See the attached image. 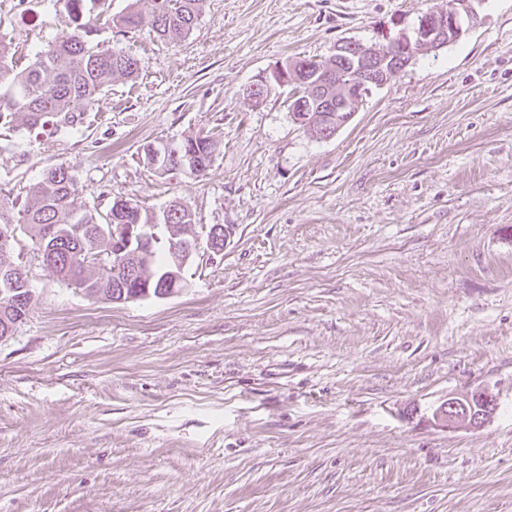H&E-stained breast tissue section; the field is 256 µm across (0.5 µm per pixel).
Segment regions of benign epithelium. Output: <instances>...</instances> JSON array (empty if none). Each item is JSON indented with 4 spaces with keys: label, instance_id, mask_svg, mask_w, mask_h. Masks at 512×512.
Segmentation results:
<instances>
[{
    "label": "benign epithelium",
    "instance_id": "7a95c632",
    "mask_svg": "<svg viewBox=\"0 0 512 512\" xmlns=\"http://www.w3.org/2000/svg\"><path fill=\"white\" fill-rule=\"evenodd\" d=\"M474 0H450L448 7L432 9L419 27H403L397 21L394 33H386L388 43L377 46L357 40L336 43L334 53L324 60L309 59L277 65L260 76L248 88L250 100L263 101L273 87L302 84L306 91H294L289 97V112L295 123L311 131L319 139H330L359 111L373 89L380 88L400 76L421 54L447 47L469 30L476 19ZM351 66L353 79H337L342 68ZM154 224L112 225V255L122 269L112 281V302L124 303L141 297L139 281L152 268L154 245L163 243L179 258L177 270L166 275V285L158 286L156 297L176 294V284L184 283L185 265L197 255L201 245L208 251L224 250L219 229L200 235L196 225L176 234L159 236ZM498 409L497 396L487 388L466 392H450L433 409L434 423L448 429H478L489 423Z\"/></svg>",
    "mask_w": 512,
    "mask_h": 512
}]
</instances>
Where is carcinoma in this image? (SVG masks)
Returning a JSON list of instances; mask_svg holds the SVG:
<instances>
[{"label": "carcinoma", "instance_id": "obj_1", "mask_svg": "<svg viewBox=\"0 0 512 512\" xmlns=\"http://www.w3.org/2000/svg\"><path fill=\"white\" fill-rule=\"evenodd\" d=\"M70 30L43 44L34 61L17 68L10 46L0 42V126L17 120L30 128L52 123L56 128L74 127L81 114L100 103L105 90L117 77L139 74L141 60L118 45H92L87 37L101 16L108 12V0H64ZM206 0H132L125 12L111 22L127 32L148 23L157 37L170 42L186 37L202 14ZM215 140L210 135L189 136L172 144L164 171L204 174L210 167ZM78 182L62 165L48 169L30 188L24 208L14 200L0 197V228L12 225L31 242L32 257L52 269L55 275L94 299L108 300L98 292L112 289V234L98 227L108 224H159L177 227L195 223L194 215L178 209L157 211L130 206L125 196L112 195L103 222L76 206ZM0 247V328L28 311L9 304L11 290L24 287L27 272H19L5 258ZM172 264L169 252H155L150 293L156 294L161 276Z\"/></svg>", "mask_w": 512, "mask_h": 512}]
</instances>
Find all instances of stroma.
<instances>
[{
  "instance_id": "stroma-1",
  "label": "stroma",
  "mask_w": 512,
  "mask_h": 512,
  "mask_svg": "<svg viewBox=\"0 0 512 512\" xmlns=\"http://www.w3.org/2000/svg\"><path fill=\"white\" fill-rule=\"evenodd\" d=\"M0 0L27 64L66 30L56 0ZM448 0H206L176 43L100 20L143 60L72 130L0 129V193L57 165L78 207L176 199L228 244L187 288L93 300L29 262L34 303L0 343V512H512V0L373 90L331 139L278 63L382 43ZM214 137L206 173H161L153 141ZM499 397L446 430L451 392ZM498 409V398L488 388L448 393L433 409L434 423L449 429H478L489 423Z\"/></svg>"
}]
</instances>
